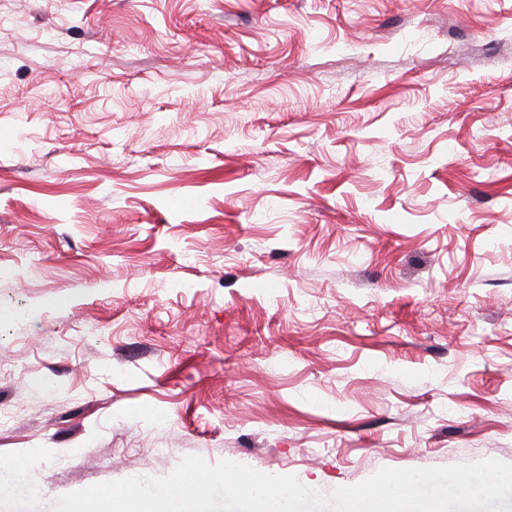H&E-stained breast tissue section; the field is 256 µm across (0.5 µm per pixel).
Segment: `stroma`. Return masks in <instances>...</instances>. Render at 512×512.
Listing matches in <instances>:
<instances>
[{
	"label": "stroma",
	"instance_id": "obj_1",
	"mask_svg": "<svg viewBox=\"0 0 512 512\" xmlns=\"http://www.w3.org/2000/svg\"><path fill=\"white\" fill-rule=\"evenodd\" d=\"M162 512H512V0H0V465ZM346 503L349 501L351 509L348 512H412L408 511V494L397 499L384 495L378 485H374L368 494H358L356 490L347 491L341 498Z\"/></svg>",
	"mask_w": 512,
	"mask_h": 512
}]
</instances>
